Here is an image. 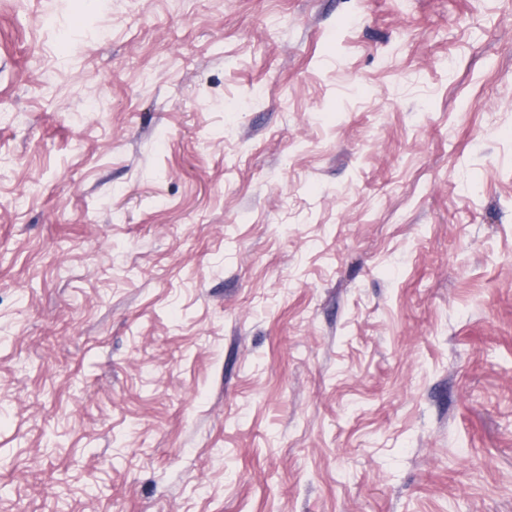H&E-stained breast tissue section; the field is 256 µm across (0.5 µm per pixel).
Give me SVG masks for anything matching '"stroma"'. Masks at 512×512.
I'll list each match as a JSON object with an SVG mask.
<instances>
[{"label": "stroma", "instance_id": "1", "mask_svg": "<svg viewBox=\"0 0 512 512\" xmlns=\"http://www.w3.org/2000/svg\"><path fill=\"white\" fill-rule=\"evenodd\" d=\"M0 512H512V0H0Z\"/></svg>", "mask_w": 512, "mask_h": 512}]
</instances>
